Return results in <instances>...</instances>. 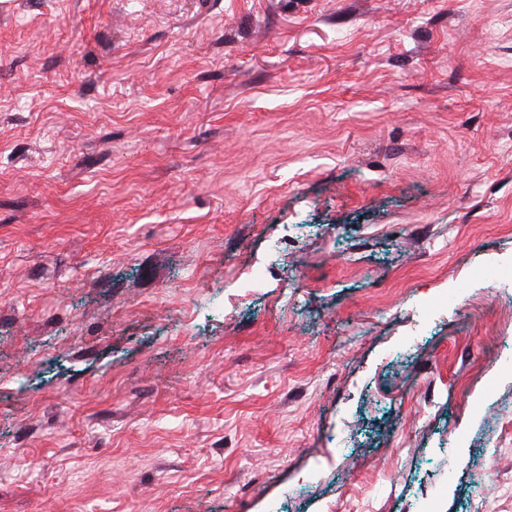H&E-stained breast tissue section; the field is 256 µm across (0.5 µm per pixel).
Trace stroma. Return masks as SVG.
<instances>
[{"label": "stroma", "mask_w": 512, "mask_h": 512, "mask_svg": "<svg viewBox=\"0 0 512 512\" xmlns=\"http://www.w3.org/2000/svg\"><path fill=\"white\" fill-rule=\"evenodd\" d=\"M512 0H0V512H512Z\"/></svg>", "instance_id": "1"}]
</instances>
